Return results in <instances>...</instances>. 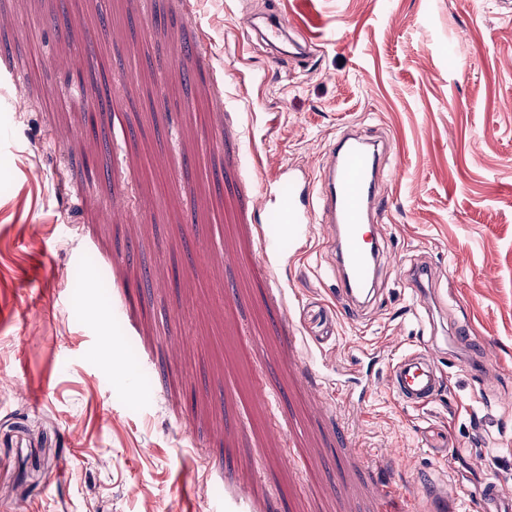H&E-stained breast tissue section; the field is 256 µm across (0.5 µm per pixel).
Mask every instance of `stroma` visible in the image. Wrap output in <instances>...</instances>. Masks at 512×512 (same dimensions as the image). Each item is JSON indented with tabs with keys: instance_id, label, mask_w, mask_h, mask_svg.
Masks as SVG:
<instances>
[{
	"instance_id": "stroma-1",
	"label": "stroma",
	"mask_w": 512,
	"mask_h": 512,
	"mask_svg": "<svg viewBox=\"0 0 512 512\" xmlns=\"http://www.w3.org/2000/svg\"><path fill=\"white\" fill-rule=\"evenodd\" d=\"M266 10L314 54L249 42L238 15ZM0 15V64L33 68L28 111L0 83V512H413L436 483L456 512L486 482L512 496L503 0H0ZM88 45L115 89L94 135L97 81L59 79ZM349 125L387 135L399 173L384 288L352 319L321 231L300 258L240 265L264 223L252 188L284 163L318 174ZM87 158L92 179L70 168ZM147 163L166 180L152 197ZM415 267L441 281L427 310ZM433 342L443 392L405 407L391 360ZM488 342L497 358L476 366ZM358 344L380 354L360 412L336 390Z\"/></svg>"
}]
</instances>
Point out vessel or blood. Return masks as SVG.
Listing matches in <instances>:
<instances>
[{"label": "vessel or blood", "mask_w": 512, "mask_h": 512, "mask_svg": "<svg viewBox=\"0 0 512 512\" xmlns=\"http://www.w3.org/2000/svg\"><path fill=\"white\" fill-rule=\"evenodd\" d=\"M238 24L247 38L262 41L273 58L308 56L309 39L277 15L246 13ZM385 145L363 138L346 128L326 155L318 176L305 167L284 164L275 178L255 191L269 222L259 229V256L264 263L302 255L314 227H321L331 243L334 269L339 275L336 306L348 316L369 306L379 294V271L385 260L382 190L395 172L382 161ZM434 346L401 354L393 359L389 389L412 409H424L440 396L442 378ZM499 491L482 484L473 497V512H512L498 503Z\"/></svg>", "instance_id": "1"}]
</instances>
